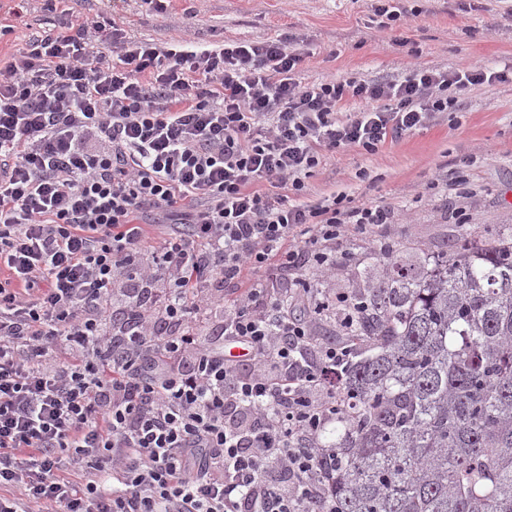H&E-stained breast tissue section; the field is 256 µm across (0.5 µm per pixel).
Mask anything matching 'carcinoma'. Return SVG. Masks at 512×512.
Segmentation results:
<instances>
[{
    "label": "carcinoma",
    "mask_w": 512,
    "mask_h": 512,
    "mask_svg": "<svg viewBox=\"0 0 512 512\" xmlns=\"http://www.w3.org/2000/svg\"><path fill=\"white\" fill-rule=\"evenodd\" d=\"M366 278L336 371V512H512V227Z\"/></svg>",
    "instance_id": "cac0c4a2"
}]
</instances>
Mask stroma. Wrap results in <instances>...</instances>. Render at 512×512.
I'll return each instance as SVG.
<instances>
[{"label":"stroma","instance_id":"stroma-1","mask_svg":"<svg viewBox=\"0 0 512 512\" xmlns=\"http://www.w3.org/2000/svg\"><path fill=\"white\" fill-rule=\"evenodd\" d=\"M405 0L411 14L400 28L383 30L375 0H171L156 12L145 0H112L137 37L165 47L191 28L207 48L227 41L288 39L306 57L296 77L380 80L401 77L411 62L400 38L421 49L422 64L449 70L466 63L497 67L512 61V0ZM102 0H0V61L28 49L33 37L67 21L103 12ZM477 167H469L471 156ZM462 168L466 182L449 190L447 167ZM309 197L334 192L392 207L395 218L373 236L354 232L331 242L336 267L313 287L337 295L362 288L360 273L382 260L381 243L394 258L415 263L421 251L449 252L464 233L486 234L512 225V83L473 88L458 111L437 113L426 126L376 153L352 147L326 154L305 181Z\"/></svg>","mask_w":512,"mask_h":512}]
</instances>
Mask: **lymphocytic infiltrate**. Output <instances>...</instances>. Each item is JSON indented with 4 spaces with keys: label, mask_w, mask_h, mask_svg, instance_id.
Wrapping results in <instances>:
<instances>
[{
    "label": "lymphocytic infiltrate",
    "mask_w": 512,
    "mask_h": 512,
    "mask_svg": "<svg viewBox=\"0 0 512 512\" xmlns=\"http://www.w3.org/2000/svg\"><path fill=\"white\" fill-rule=\"evenodd\" d=\"M303 59L284 38L162 48L111 18L0 68V512H336L347 352L311 322L351 330L360 304L255 274L331 270L324 242L391 222L304 200L325 153L375 152L512 64L305 84ZM154 211L172 226L151 243Z\"/></svg>",
    "instance_id": "1"
}]
</instances>
